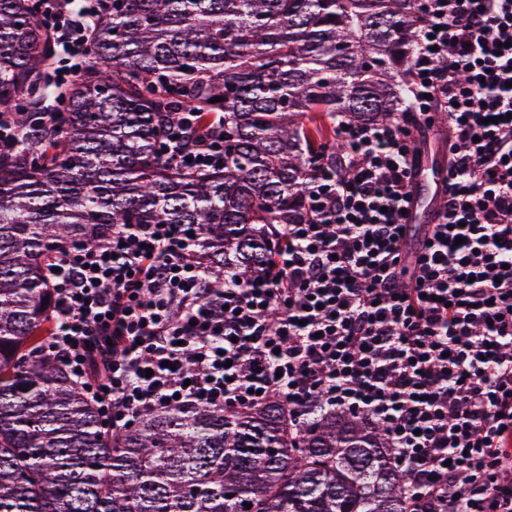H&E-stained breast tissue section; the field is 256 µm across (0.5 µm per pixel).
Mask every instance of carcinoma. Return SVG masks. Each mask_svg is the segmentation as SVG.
Here are the masks:
<instances>
[{
    "instance_id": "obj_1",
    "label": "carcinoma",
    "mask_w": 512,
    "mask_h": 512,
    "mask_svg": "<svg viewBox=\"0 0 512 512\" xmlns=\"http://www.w3.org/2000/svg\"><path fill=\"white\" fill-rule=\"evenodd\" d=\"M40 2L0 0V113L27 131L0 151V512H408L406 473L350 413L317 407L300 432L280 400L173 408L112 433L44 353L43 300L52 249L117 224H191L214 267L259 270V225L305 220L336 116L401 109L416 0H105L57 125L41 121ZM194 111L187 145L223 118L221 169L165 145Z\"/></svg>"
}]
</instances>
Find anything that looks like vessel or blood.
Segmentation results:
<instances>
[{
	"instance_id": "vessel-or-blood-1",
	"label": "vessel or blood",
	"mask_w": 512,
	"mask_h": 512,
	"mask_svg": "<svg viewBox=\"0 0 512 512\" xmlns=\"http://www.w3.org/2000/svg\"><path fill=\"white\" fill-rule=\"evenodd\" d=\"M445 141L424 140L423 165L411 188L412 201L405 217L409 224H430L439 210L441 187L446 175Z\"/></svg>"
}]
</instances>
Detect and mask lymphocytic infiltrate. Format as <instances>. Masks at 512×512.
<instances>
[{
	"label": "lymphocytic infiltrate",
	"instance_id": "obj_1",
	"mask_svg": "<svg viewBox=\"0 0 512 512\" xmlns=\"http://www.w3.org/2000/svg\"><path fill=\"white\" fill-rule=\"evenodd\" d=\"M91 0H45L76 55ZM406 111L336 121L307 219L263 226L262 274L216 270L183 224H118L47 261L46 353L115 432L149 410L311 404L377 426L409 512H512V0H417ZM448 129L445 201L415 251L419 133ZM224 286L213 291L216 277Z\"/></svg>",
	"mask_w": 512,
	"mask_h": 512
}]
</instances>
